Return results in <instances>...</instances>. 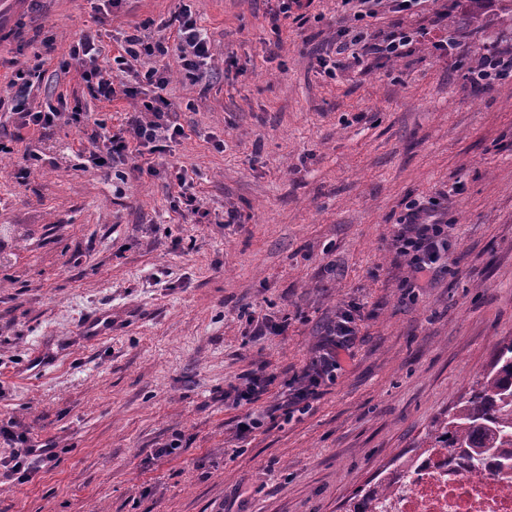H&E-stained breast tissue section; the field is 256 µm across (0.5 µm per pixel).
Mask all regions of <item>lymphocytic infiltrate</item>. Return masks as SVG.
Masks as SVG:
<instances>
[{
	"mask_svg": "<svg viewBox=\"0 0 512 512\" xmlns=\"http://www.w3.org/2000/svg\"><path fill=\"white\" fill-rule=\"evenodd\" d=\"M178 25L171 35L148 40L138 34L126 36L123 53L115 59L118 74L90 67L84 69L82 78L87 86L100 97L114 99L119 96L136 97L138 88L124 84L121 75L129 71L132 61L143 56L160 58L158 67L146 71L144 80L153 86L154 95L145 102L143 111L128 117L117 131L103 130L94 135L93 161L103 171L113 169L115 163L128 154L156 145L163 140L183 136V126L171 119V103L164 95L169 83L171 63L192 75L195 81H206L209 76L210 40L205 28L198 24L192 14L177 18ZM338 53H349L354 62L371 56L378 60L393 61L401 58L418 41L419 31L401 30L384 38L367 39L363 31L339 33ZM398 253L406 258L417 285H424L433 275L442 257L448 251V222L440 213L438 200L408 205L400 220V230L395 237ZM358 314L356 308L337 313L335 321L327 324L325 340L311 369L303 376L284 381L288 395L282 405L284 415L303 411L310 398L320 389L332 383L337 370L348 356L357 334ZM0 439L14 444L11 456L0 459V484L11 487L29 482L40 469L57 463L58 457L50 445L36 444L26 434H19L11 426H0Z\"/></svg>",
	"mask_w": 512,
	"mask_h": 512,
	"instance_id": "lymphocytic-infiltrate-1",
	"label": "lymphocytic infiltrate"
}]
</instances>
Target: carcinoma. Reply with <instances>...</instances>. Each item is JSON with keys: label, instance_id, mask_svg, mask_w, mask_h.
<instances>
[{"label": "carcinoma", "instance_id": "cac0c4a2", "mask_svg": "<svg viewBox=\"0 0 512 512\" xmlns=\"http://www.w3.org/2000/svg\"><path fill=\"white\" fill-rule=\"evenodd\" d=\"M430 447L451 448L478 475L496 459L512 471V341L500 345L491 368L428 432ZM393 493L384 481L359 501L363 512H384L378 499Z\"/></svg>", "mask_w": 512, "mask_h": 512}]
</instances>
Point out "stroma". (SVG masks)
Masks as SVG:
<instances>
[{"label":"stroma","instance_id":"35a3bbf8","mask_svg":"<svg viewBox=\"0 0 512 512\" xmlns=\"http://www.w3.org/2000/svg\"><path fill=\"white\" fill-rule=\"evenodd\" d=\"M275 6L29 0L0 14V107L16 96L15 64L38 66L32 109L62 97L112 130L146 97L95 96L69 56L81 35L106 70L125 36H157L185 10L211 40L209 81L176 70L165 91L185 137L144 169L130 157L104 174L93 126L64 120L24 129L0 157V422L60 458L0 487V512H346L512 340V78L470 79L486 48L512 47V0L366 19L373 36H425L333 77L319 60L354 28L350 13L312 0L276 36ZM441 36L451 59L433 47ZM29 146L42 159L16 178ZM179 172L201 214L179 198ZM430 198L448 208V257L413 289L393 239L407 204ZM352 305V360L285 417L281 380ZM253 318L288 327L254 336ZM251 376L273 379L256 402L225 398ZM248 413L262 425L242 436ZM177 435L176 454L159 455Z\"/></svg>","mask_w":512,"mask_h":512}]
</instances>
